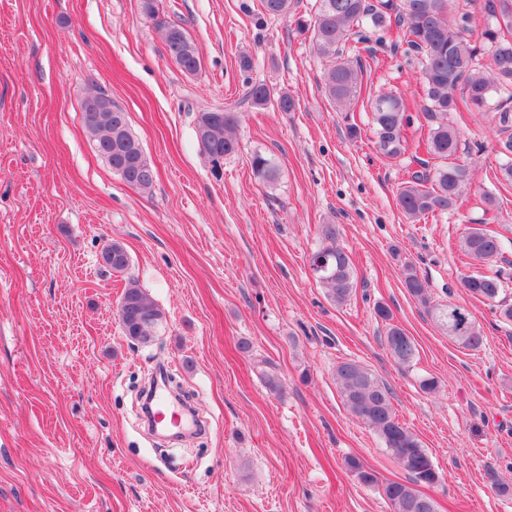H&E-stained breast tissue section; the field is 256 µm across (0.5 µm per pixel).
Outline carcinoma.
I'll use <instances>...</instances> for the list:
<instances>
[{
	"label": "carcinoma",
	"mask_w": 512,
	"mask_h": 512,
	"mask_svg": "<svg viewBox=\"0 0 512 512\" xmlns=\"http://www.w3.org/2000/svg\"><path fill=\"white\" fill-rule=\"evenodd\" d=\"M292 0H261L263 12L272 17L291 12ZM470 0H315L314 13L308 19H296L300 33L311 34L315 53L327 60L324 92L338 107L348 109L363 93V69L345 57L350 43H366L371 36L388 33L394 27L405 29L408 46L417 54L422 75L428 123L426 150L435 160L424 173L415 172L401 182L397 202L405 217L416 222L430 216H442L463 204V198L475 180V168L462 159L457 129L449 123L453 112H495L498 115V147L507 150L499 163L501 180L512 182V0H486L488 16L478 37L470 29ZM169 55L186 74L196 75L201 68L197 46L178 24L163 26ZM251 58L240 59L245 73L241 100L198 113L196 129L203 151L218 165L236 152L235 131L239 124L237 107L262 108L270 102L269 89L249 76ZM377 144L382 153L396 157L409 149L404 135L411 116L403 96L392 92L368 97ZM84 126L95 150L123 182L143 193L154 186L155 169L146 157L138 138L132 133L127 113L104 94L90 95L83 104ZM253 174L271 181L276 176L272 159L255 153L250 161ZM326 244L315 254L328 259V272L318 281L327 297L336 304L348 301L354 290L353 262L336 245V229H323ZM461 252L475 271L461 277V285L474 297L512 321V305L503 301L505 277L496 268L502 260L503 242L498 233L481 224L468 228L460 241ZM112 258L105 260L107 270L124 272L130 265L125 247L113 241L103 247ZM407 291L421 303L448 336L465 348L476 350L484 336L472 313L455 303H433L427 283L417 270L405 268ZM119 321L124 335L133 342L148 344L152 329L164 314L156 301L135 281L124 288ZM376 316L386 324V347L401 366L413 363L417 355L414 341L392 324L391 310L375 306ZM336 386L344 404L381 440L384 448L411 477L412 484L389 482L383 492L392 512H437L433 499L419 493L413 485H433L439 474L417 436L397 418L388 386L369 368L356 362L338 364ZM360 483L373 485L377 476L359 460L345 461Z\"/></svg>",
	"instance_id": "obj_1"
}]
</instances>
